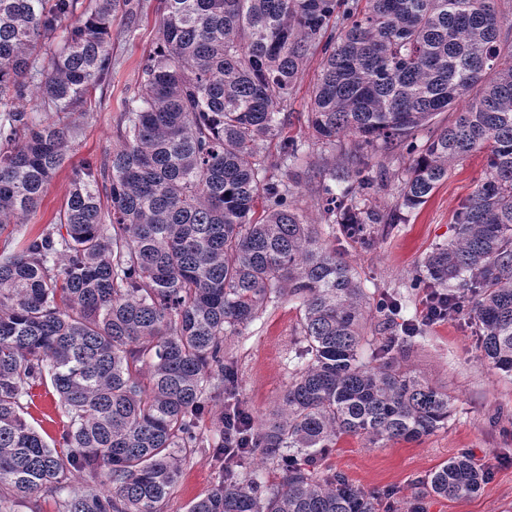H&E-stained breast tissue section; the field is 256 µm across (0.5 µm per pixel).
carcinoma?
Masks as SVG:
<instances>
[{"mask_svg": "<svg viewBox=\"0 0 512 512\" xmlns=\"http://www.w3.org/2000/svg\"><path fill=\"white\" fill-rule=\"evenodd\" d=\"M502 0H160L156 45L117 124L107 165L72 173L59 222L0 254V509L46 488L59 512H162L210 402L223 480L188 512H376L361 489L316 465L344 435L416 441L448 423V393L399 370L397 338L373 357L371 304L355 270L267 176L260 145L283 136L308 55L320 50L308 128L329 151L320 207L365 248L377 225L423 205L448 164L486 150L484 176L456 211V238L431 251L413 288L468 299L480 350L512 373V52ZM133 0H0V230L22 224L61 167L84 108L112 74L109 37ZM49 65L41 64L42 56ZM453 123L419 134L442 113ZM416 154L385 216L358 198L386 187L370 151ZM107 193L102 206L99 187ZM285 296L301 305L302 365L272 417L253 425L224 336ZM51 385L68 425L52 447L23 416ZM258 455L275 486L239 471ZM80 473L83 484L70 486ZM467 454L430 473L440 497L481 491Z\"/></svg>", "mask_w": 512, "mask_h": 512, "instance_id": "cac0c4a2", "label": "carcinoma"}]
</instances>
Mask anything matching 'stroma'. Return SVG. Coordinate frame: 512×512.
Returning <instances> with one entry per match:
<instances>
[{"label": "stroma", "mask_w": 512, "mask_h": 512, "mask_svg": "<svg viewBox=\"0 0 512 512\" xmlns=\"http://www.w3.org/2000/svg\"><path fill=\"white\" fill-rule=\"evenodd\" d=\"M157 5L158 0H140L136 28H128L121 18L113 22L109 83L102 97L73 115L78 134L62 167L27 223L0 233V251L16 250L24 235L37 234L54 223L67 201L73 169L87 161L106 163L118 146L122 102L138 88L139 65L153 46ZM320 63V53L309 55L283 114L286 133L304 144L298 159L283 163L275 144L269 142L262 149L269 175L278 179L289 173L297 175L293 186L297 204L316 224L324 221L316 202L336 158L335 153L312 143L306 123L309 94ZM372 163L385 174L387 187L367 196L365 204L391 212L397 203L398 181L413 158L395 146L373 153ZM485 167L486 154L482 151L451 163L447 180L428 201L404 212L402 221L379 235L373 248H364L341 235L334 240L337 253L356 271L370 301H377L384 293L400 295L401 309L392 318L391 335H399L403 323L418 322L426 291L412 287L411 280L435 247L455 238L453 216L473 193ZM300 317L298 302L283 298L269 305L239 334L224 339L225 354L237 364L239 399L252 421L268 418L288 385L296 354L303 346ZM478 336L474 317L466 309L448 321L421 324L419 335L408 339L399 354L402 370L423 376L448 393L447 426L418 441L396 440L376 446L360 436L342 437L322 459V471L340 473L350 484L369 493L393 490V497L379 499L377 512H413L417 506L423 512H512V374L489 366L481 355ZM221 410V402H213L201 419L200 429L208 434L209 442L183 460L163 512H188L192 501L205 497L220 481L222 462L215 452L219 438L213 433V423ZM26 419L46 441L60 440L66 419L52 387L37 389ZM462 452L486 472L484 489L461 499L429 494V474Z\"/></svg>", "instance_id": "obj_1"}]
</instances>
